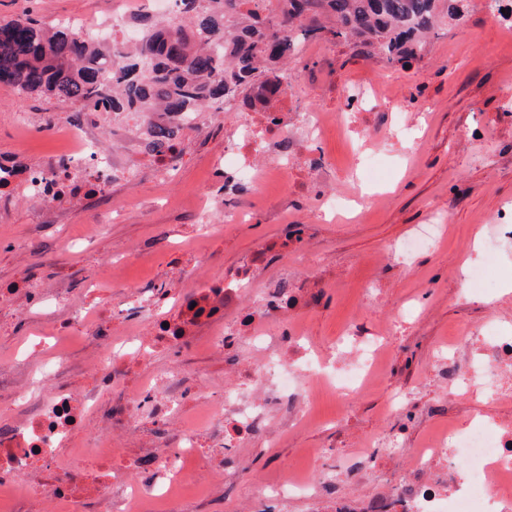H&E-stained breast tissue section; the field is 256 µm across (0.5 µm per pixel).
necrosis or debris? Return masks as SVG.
I'll return each instance as SVG.
<instances>
[{
  "label": "necrosis or debris",
  "instance_id": "obj_1",
  "mask_svg": "<svg viewBox=\"0 0 512 512\" xmlns=\"http://www.w3.org/2000/svg\"><path fill=\"white\" fill-rule=\"evenodd\" d=\"M284 122L266 123L263 133H256L249 120H241L237 134L229 144L230 153L224 163V191L236 194L258 191L270 171L282 170L288 165L286 154H279L267 166L252 164L251 156L264 152L272 139L280 137ZM74 149L59 156L49 170L29 169L15 174L12 161L0 162V182L11 187L23 183L32 196L45 195L47 181L75 180L91 182L96 193L106 194L111 187V174L117 158L100 153L93 141L76 124L69 127ZM205 287L185 293L164 289L155 298L142 301L138 309L151 319L154 326H162L157 311L165 306L186 308L189 302L204 306L212 323L220 327L211 340L212 347L234 350L240 342L238 334L223 327L224 311L235 305L241 296L256 293L264 313H271V305L279 290L257 287L248 271L231 275L215 274L205 278ZM56 307L71 309L75 322L95 320L100 334L106 335L107 346L94 360L97 386L74 396L57 393L49 397L36 395L35 390L46 372L62 374L68 368V347L62 341L63 333L51 329L50 340L27 343L22 353L33 372L24 380L12 383L16 414L12 423L0 427V487L27 483L34 468L48 472L54 483V492L62 500H70L74 491L86 484H95L97 490L109 497L110 512H138V503L146 495L157 492L168 495L184 483L191 465L204 456L201 437L218 435L217 445L224 452L227 464H240L238 448L244 438L268 437L266 420L269 410L294 402L297 394L307 393L310 373L316 369L313 361H306L303 371L276 368L263 348L264 338L259 331H251L250 341L255 349L252 373L270 378L271 385L264 395L240 389L235 396L216 393L211 417L199 426L186 425L179 432L166 431L167 423L181 419L188 402L195 394L194 380L181 365L172 364L142 378L135 395H128L125 368L131 357L150 362L145 341L138 336H116L112 333L113 316L123 315V308L109 304L93 308L72 307L68 297H60ZM124 396L123 404L109 412L99 407L101 394ZM232 413V421H225V413ZM101 419L114 431L124 430L138 422L162 427L163 432L151 447L147 459L140 463L138 482L126 486L119 500H112V487L120 483L121 474L112 467V451L100 445L82 449L78 441L88 421ZM92 454L100 462L94 474H87L75 465V458ZM448 457L447 485L439 487L426 475L439 457ZM418 479L399 486L394 497L378 505V512H512V430H494L485 426L463 434L449 433L436 447L415 451ZM467 463L466 471L456 468V459Z\"/></svg>",
  "mask_w": 512,
  "mask_h": 512
}]
</instances>
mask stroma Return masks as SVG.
Listing matches in <instances>:
<instances>
[{
    "mask_svg": "<svg viewBox=\"0 0 512 512\" xmlns=\"http://www.w3.org/2000/svg\"><path fill=\"white\" fill-rule=\"evenodd\" d=\"M463 4L462 16L445 20L403 64L327 32L305 41L288 64V96L275 106L288 120V170L234 200L244 223L223 224L224 198L214 196L211 219L223 224L215 238L199 234L196 206L203 187L224 183L236 112H209L187 130L171 175L137 150L126 157L136 177L116 180L109 194L35 200L19 187L0 197V291L12 295L0 310V371L14 377L29 370L19 347L69 318L35 314L32 298L64 290L74 306H88L90 285L108 282L117 302L132 290L178 287L183 269L230 273L255 255L263 258L251 266L260 284L293 274L288 305L267 326L298 333L301 354L328 352L332 369L354 361L359 341L385 346L363 388L342 396L316 386L304 419L273 415L272 447L244 442L239 468L205 454L178 496H147L143 512H241L258 506L257 481L286 479L303 490L281 498L276 512H333L344 498L353 512H370L413 479L412 449L432 445L441 430L512 425V371L493 368L490 354L498 337L512 336V0L497 12L483 0ZM149 10L145 0H0L2 20L92 27ZM360 89L375 94L365 112L354 97ZM74 110L0 84V157L48 167L70 147L64 130L33 132L17 115L43 124ZM310 110L336 116L315 139L298 130ZM363 195L373 204L352 217L318 211L322 199L355 204ZM428 224L439 225L437 241L405 252ZM476 268L487 272L485 287L468 283ZM215 332L194 324L152 356L156 366L175 362L206 375L209 389L188 407L190 418L237 382L210 345ZM73 333L70 369L48 375L43 395L76 396L96 383L91 362L104 342L86 324ZM378 437L390 450L367 458L366 442ZM151 443L144 428L113 435V459L128 479ZM314 448L325 457L310 458ZM0 512H60V504L20 485L0 490Z\"/></svg>",
    "mask_w": 512,
    "mask_h": 512,
    "instance_id": "obj_1",
    "label": "stroma"
}]
</instances>
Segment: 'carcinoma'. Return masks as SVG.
Listing matches in <instances>:
<instances>
[{"mask_svg": "<svg viewBox=\"0 0 512 512\" xmlns=\"http://www.w3.org/2000/svg\"><path fill=\"white\" fill-rule=\"evenodd\" d=\"M260 2L175 0V15L147 26L134 46L112 43L110 70L107 50L68 23L31 16L0 21V84L73 103L76 124L93 111L155 112L169 122L158 130L147 124L144 152L155 159L181 140L173 116L239 97L264 108L286 95L281 67L300 38L325 30L317 24L296 34L292 24L306 13L334 18V37L356 38L392 64L416 56L439 26V0H277L275 12L264 16Z\"/></svg>", "mask_w": 512, "mask_h": 512, "instance_id": "1", "label": "carcinoma"}]
</instances>
